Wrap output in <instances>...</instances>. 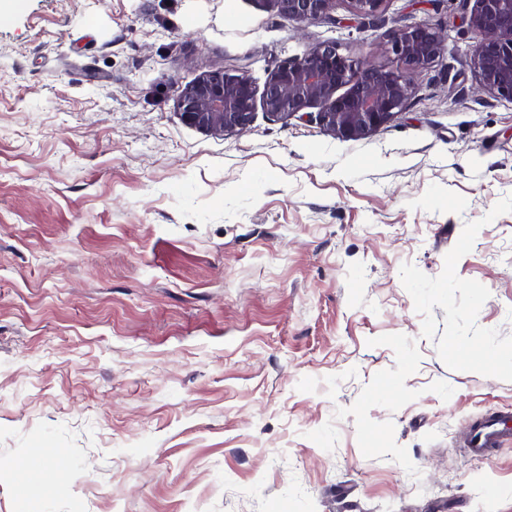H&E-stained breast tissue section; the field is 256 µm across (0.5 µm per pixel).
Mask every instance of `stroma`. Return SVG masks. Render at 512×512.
<instances>
[{"instance_id": "obj_1", "label": "stroma", "mask_w": 512, "mask_h": 512, "mask_svg": "<svg viewBox=\"0 0 512 512\" xmlns=\"http://www.w3.org/2000/svg\"><path fill=\"white\" fill-rule=\"evenodd\" d=\"M470 0H0V512H512V102ZM446 49L370 136L179 95L335 43ZM494 354L477 363L483 345ZM337 0H270L279 13L297 23L312 22L326 16ZM256 87L245 75L214 72L185 87L179 105L184 121L202 131L240 132L250 127ZM511 411L494 410L470 422L465 432L464 448L472 458H486L510 438Z\"/></svg>"}]
</instances>
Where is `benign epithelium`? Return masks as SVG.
Returning <instances> with one entry per match:
<instances>
[{
	"instance_id": "7a95c632",
	"label": "benign epithelium",
	"mask_w": 512,
	"mask_h": 512,
	"mask_svg": "<svg viewBox=\"0 0 512 512\" xmlns=\"http://www.w3.org/2000/svg\"><path fill=\"white\" fill-rule=\"evenodd\" d=\"M290 21L306 23L329 13L336 0H270ZM366 18H376L384 0H349ZM469 24L480 34L472 51L477 90L512 101V0H473ZM391 50L404 65L398 72L358 65L323 43L268 73L261 95L265 112L289 117L319 108L317 117L331 134L365 138L389 123L413 92L411 74L430 67L443 54L445 38L429 24L406 26L392 38ZM345 92L338 93L340 88ZM256 87L245 75L214 72L185 87L179 105L184 121L202 131L240 132L254 119Z\"/></svg>"
}]
</instances>
